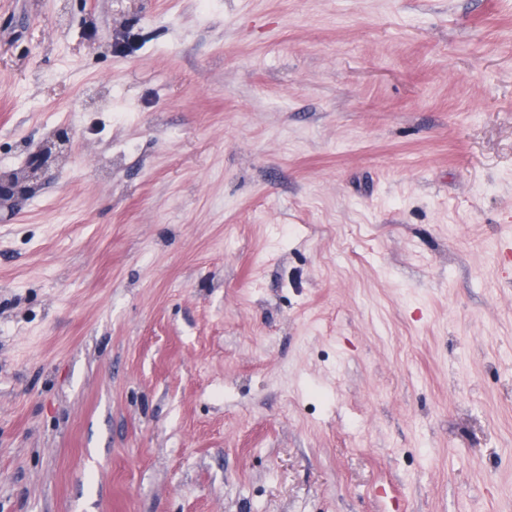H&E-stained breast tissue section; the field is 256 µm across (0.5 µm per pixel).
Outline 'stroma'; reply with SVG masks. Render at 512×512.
Listing matches in <instances>:
<instances>
[{
    "instance_id": "35a3bbf8",
    "label": "stroma",
    "mask_w": 512,
    "mask_h": 512,
    "mask_svg": "<svg viewBox=\"0 0 512 512\" xmlns=\"http://www.w3.org/2000/svg\"><path fill=\"white\" fill-rule=\"evenodd\" d=\"M0 512H512V0H0ZM56 144L40 148L31 162L22 171L4 174L0 172V207L6 205L16 194L25 192L33 179L51 178L52 149Z\"/></svg>"
}]
</instances>
